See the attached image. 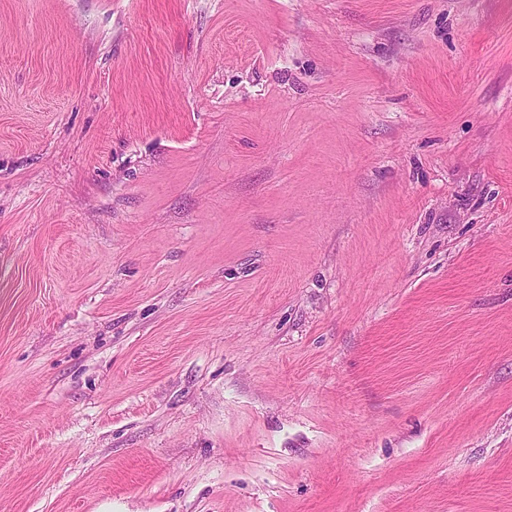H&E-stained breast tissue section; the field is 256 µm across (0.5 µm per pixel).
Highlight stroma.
<instances>
[{
  "mask_svg": "<svg viewBox=\"0 0 512 512\" xmlns=\"http://www.w3.org/2000/svg\"><path fill=\"white\" fill-rule=\"evenodd\" d=\"M0 512H512V0H0Z\"/></svg>",
  "mask_w": 512,
  "mask_h": 512,
  "instance_id": "1",
  "label": "stroma"
}]
</instances>
